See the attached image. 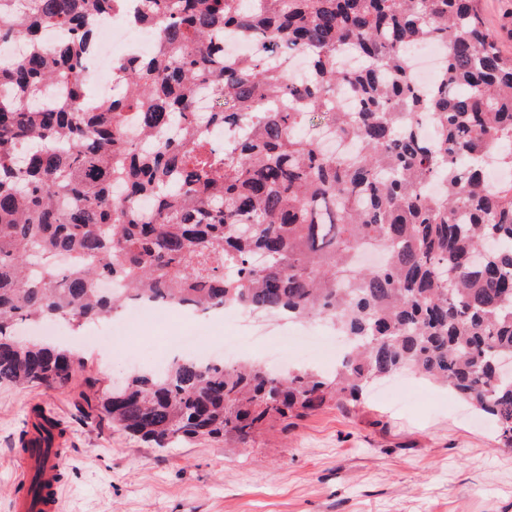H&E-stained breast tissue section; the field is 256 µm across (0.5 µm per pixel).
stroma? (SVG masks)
Returning a JSON list of instances; mask_svg holds the SVG:
<instances>
[{
  "instance_id": "obj_1",
  "label": "stroma",
  "mask_w": 512,
  "mask_h": 512,
  "mask_svg": "<svg viewBox=\"0 0 512 512\" xmlns=\"http://www.w3.org/2000/svg\"><path fill=\"white\" fill-rule=\"evenodd\" d=\"M245 336L244 354L267 358L282 322L221 313L182 314L167 325H130L112 348L83 349L105 382L157 358L164 336ZM81 387L0 384V512L25 484L15 446L33 408L65 428L69 475L57 512H512V450L491 422L447 389L406 374L393 396L371 387L358 405H331L289 420L246 445L218 440L163 450L77 409Z\"/></svg>"
}]
</instances>
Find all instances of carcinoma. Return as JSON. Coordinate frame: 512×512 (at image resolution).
<instances>
[{"mask_svg": "<svg viewBox=\"0 0 512 512\" xmlns=\"http://www.w3.org/2000/svg\"><path fill=\"white\" fill-rule=\"evenodd\" d=\"M145 2L136 21L163 52L122 63L118 93L90 110V18L125 0H0V51L24 44L0 67V384L62 388L85 369L63 346L18 342L21 322L102 323L124 299L230 305L338 324L352 345L329 375L192 357L118 391L88 375L85 417L154 448L245 445L412 369L512 448V380L497 369L512 358V56L473 0ZM49 26L68 33L55 47ZM229 33L258 51L216 54ZM430 42L446 53L421 89L410 50ZM293 53L300 79L281 63ZM202 90L213 109L199 119ZM314 123L353 151L322 149ZM244 125L231 147L209 134Z\"/></svg>", "mask_w": 512, "mask_h": 512, "instance_id": "carcinoma-1", "label": "carcinoma"}]
</instances>
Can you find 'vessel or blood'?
Listing matches in <instances>:
<instances>
[{"label": "vessel or blood", "instance_id": "b4317fda", "mask_svg": "<svg viewBox=\"0 0 512 512\" xmlns=\"http://www.w3.org/2000/svg\"><path fill=\"white\" fill-rule=\"evenodd\" d=\"M31 438L33 449L24 453L23 459L27 470L36 476L38 486L36 490H23L15 496L13 512H55L57 498L55 494V470L53 461L61 453V438H47L45 432L33 431Z\"/></svg>", "mask_w": 512, "mask_h": 512}]
</instances>
